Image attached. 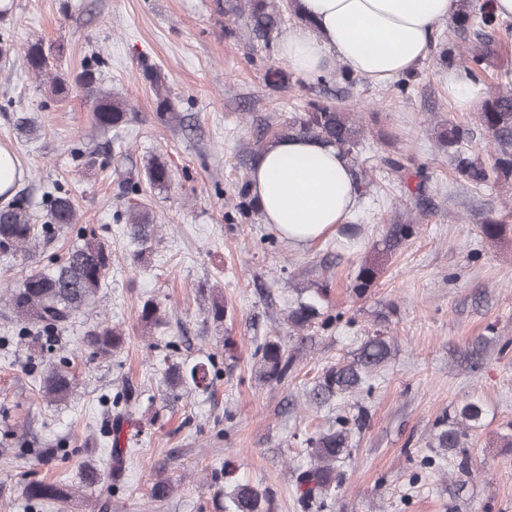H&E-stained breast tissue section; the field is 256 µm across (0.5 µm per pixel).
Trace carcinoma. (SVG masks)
I'll list each match as a JSON object with an SVG mask.
<instances>
[{"label": "carcinoma", "mask_w": 512, "mask_h": 512, "mask_svg": "<svg viewBox=\"0 0 512 512\" xmlns=\"http://www.w3.org/2000/svg\"><path fill=\"white\" fill-rule=\"evenodd\" d=\"M224 14L243 15L253 38L266 44L274 38L283 23L284 13L296 12L297 0H217ZM486 3L474 13L461 11L456 14L458 30L473 32L474 42L468 48L465 67L468 75L475 79V71L482 65L492 63L498 55L497 43L491 33L512 28L509 21L495 15ZM27 68L42 75L51 70V62L42 44L34 42L24 51ZM508 88L490 94L485 101L480 121L488 136L489 163L480 158L457 156L456 171L470 185L486 182L490 174L512 183V71L500 74ZM96 123L103 129L120 130L127 122V108L111 94L99 93L93 98ZM312 135L336 146L344 155L356 159L363 125L355 113L318 100L308 103L305 112L288 123H284L272 138L290 135ZM19 169L11 167L9 158L0 159V178L7 183L5 194L13 197L0 206V253L15 255L31 253L39 235L50 236L56 231L73 229L76 210L70 196L55 184L43 194L45 221L37 224L29 211L28 199L21 191L14 192ZM172 178L171 169L164 161L153 160L145 169L146 183L154 188L166 186ZM238 214L245 217L256 211L247 185L238 191ZM126 231L129 239L138 245L135 258L139 259L153 251L157 242L158 226L154 216L146 209L130 211ZM413 234L411 224H391L382 244L391 251ZM112 266V249L105 241L87 239L72 246L64 262L58 265H36L30 267L21 282L8 289L7 307L19 324V339L23 340L35 332L40 336H52L71 325L84 310L92 305L105 283ZM381 269L374 263L359 266L352 288L358 295L365 293L379 278ZM322 291L298 301L289 310L288 321L297 331H305L320 322L327 324L321 306ZM140 323L145 327H160L164 324L160 306L149 299L142 305ZM83 349L92 360L112 357L123 344V332L107 322L86 328L81 340ZM390 355V346L380 336L368 338L360 347L352 362L330 366L322 372L309 389V401L317 406L330 403L338 396L356 391L366 378L385 364ZM258 380L269 386L281 384L294 365L295 355L280 339H268L260 343L255 352ZM218 379L213 357L175 362L164 371V381L176 396L184 389L207 391ZM73 389V376L67 358L62 357L51 364L42 378L41 391L51 403H61L69 398ZM140 393L132 388L116 392L112 396V408L117 416L112 426V463L123 464L125 456L121 448V419L129 416V404L139 400ZM352 429L349 420L340 418L333 432L321 433L307 439L311 464L296 476L297 500L302 507L319 505L336 489L337 462L346 455ZM437 448L463 447L459 423L445 421L435 435ZM174 491L169 479L156 477L150 488V498L155 502L166 500ZM26 498L31 503H66L72 500V488L45 480L30 481L24 486ZM215 512H273L272 498L268 491L258 490L249 481L236 475V469L224 467V484L215 486L212 493Z\"/></svg>", "instance_id": "obj_1"}]
</instances>
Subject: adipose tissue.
<instances>
[{"instance_id": "1", "label": "adipose tissue", "mask_w": 512, "mask_h": 512, "mask_svg": "<svg viewBox=\"0 0 512 512\" xmlns=\"http://www.w3.org/2000/svg\"><path fill=\"white\" fill-rule=\"evenodd\" d=\"M456 0H299L300 20L279 52L304 81L341 62L353 75L383 84L429 55ZM253 199L278 235L307 247L336 233L359 196L351 164L322 139L297 135L269 144L249 172Z\"/></svg>"}]
</instances>
